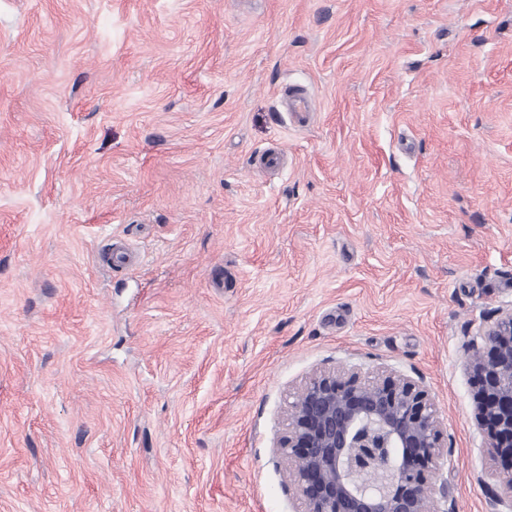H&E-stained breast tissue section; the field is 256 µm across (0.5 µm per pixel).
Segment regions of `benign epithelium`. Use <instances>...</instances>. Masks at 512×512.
Instances as JSON below:
<instances>
[{
    "mask_svg": "<svg viewBox=\"0 0 512 512\" xmlns=\"http://www.w3.org/2000/svg\"><path fill=\"white\" fill-rule=\"evenodd\" d=\"M475 394L482 453L505 465L492 490L512 512V308L499 309L464 344ZM288 462L299 512H442L438 461L448 431L423 382L380 370H319L288 406L276 444Z\"/></svg>",
    "mask_w": 512,
    "mask_h": 512,
    "instance_id": "obj_1",
    "label": "benign epithelium"
}]
</instances>
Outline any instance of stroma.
<instances>
[{
  "mask_svg": "<svg viewBox=\"0 0 512 512\" xmlns=\"http://www.w3.org/2000/svg\"><path fill=\"white\" fill-rule=\"evenodd\" d=\"M509 307L512 0H0V512H297L288 403L349 366L497 512L463 342ZM284 95L287 99L288 112L297 119L298 123H302L307 113L311 112L308 90L302 85H290Z\"/></svg>",
  "mask_w": 512,
  "mask_h": 512,
  "instance_id": "stroma-1",
  "label": "stroma"
}]
</instances>
